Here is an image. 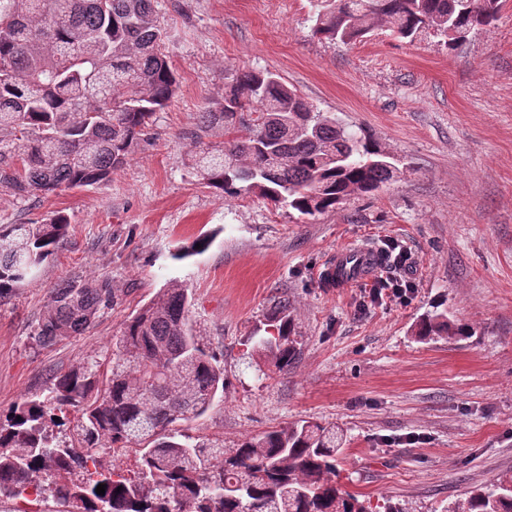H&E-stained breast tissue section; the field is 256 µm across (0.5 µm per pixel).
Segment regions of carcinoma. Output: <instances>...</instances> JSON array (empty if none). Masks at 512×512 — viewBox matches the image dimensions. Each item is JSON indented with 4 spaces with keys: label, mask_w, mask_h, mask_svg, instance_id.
<instances>
[{
    "label": "carcinoma",
    "mask_w": 512,
    "mask_h": 512,
    "mask_svg": "<svg viewBox=\"0 0 512 512\" xmlns=\"http://www.w3.org/2000/svg\"><path fill=\"white\" fill-rule=\"evenodd\" d=\"M314 34L348 44L389 23L399 38L433 32L450 46L496 22L502 0H310ZM155 0H0V185L20 196L93 186L123 168L178 78L164 53ZM224 128V142L205 141ZM198 180L225 195L257 194L314 218L399 177L377 140L316 111L269 70L240 73L224 102L187 132ZM56 214L41 224H0V302L15 295L68 233ZM117 302L92 278L52 291L31 331L37 347L82 335ZM188 289L172 281L127 320L108 357L53 377L47 393L0 415V494L46 490L77 512H378L347 491L337 468L343 437L317 422L291 423L226 448L175 428L224 393V369L190 318ZM436 309L422 338L465 336ZM290 303L268 317L257 348L281 373L300 353ZM67 431L71 443L56 441ZM132 452L124 472L99 450ZM105 486V494L96 488ZM448 512H512V476L448 505Z\"/></svg>",
    "instance_id": "cac0c4a2"
}]
</instances>
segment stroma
<instances>
[{
  "label": "stroma",
  "mask_w": 512,
  "mask_h": 512,
  "mask_svg": "<svg viewBox=\"0 0 512 512\" xmlns=\"http://www.w3.org/2000/svg\"><path fill=\"white\" fill-rule=\"evenodd\" d=\"M158 9L179 89L153 116L151 142L94 186L27 197L0 186V224L70 220L52 259L0 303V413L43 394L53 375L104 360L123 322L175 280L224 366L223 396L184 423L187 434L229 446L303 420L336 426L347 439L344 487L409 512H444L512 474V0L453 49L385 25L348 45L319 39L309 0H158ZM248 69L278 73L408 172L312 220L201 184L186 132ZM202 237L208 248L191 253ZM392 240L409 258L378 275L411 278L405 300L372 304V281L320 280L336 249L381 251ZM96 276L117 290L112 310L83 335L32 345L53 288ZM283 299L303 339L294 364L274 374L252 336ZM439 301L469 335L415 336Z\"/></svg>",
  "instance_id": "35a3bbf8"
}]
</instances>
